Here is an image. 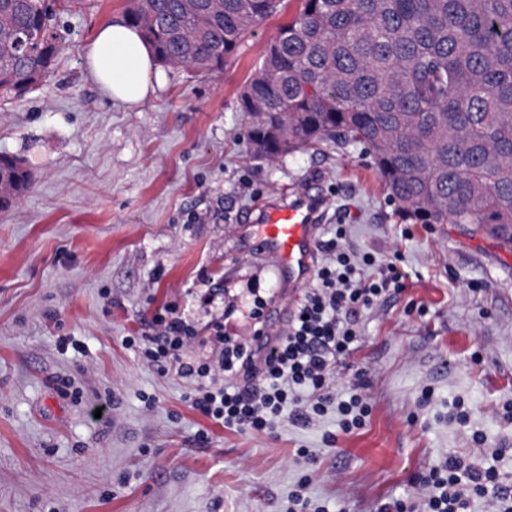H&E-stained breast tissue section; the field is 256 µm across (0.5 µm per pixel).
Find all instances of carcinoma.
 Listing matches in <instances>:
<instances>
[{"label": "carcinoma", "instance_id": "obj_1", "mask_svg": "<svg viewBox=\"0 0 512 512\" xmlns=\"http://www.w3.org/2000/svg\"><path fill=\"white\" fill-rule=\"evenodd\" d=\"M128 2L162 67L214 73L283 0ZM79 3L0 0V91L43 81L57 8ZM240 107L253 154L360 146L404 217L512 246V0H301ZM30 184L21 159L0 156L1 209Z\"/></svg>", "mask_w": 512, "mask_h": 512}]
</instances>
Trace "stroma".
<instances>
[{"label": "stroma", "instance_id": "obj_1", "mask_svg": "<svg viewBox=\"0 0 512 512\" xmlns=\"http://www.w3.org/2000/svg\"><path fill=\"white\" fill-rule=\"evenodd\" d=\"M127 5L58 11L47 82L0 96V154L22 158L33 181L0 209V512H287L302 481L328 512H381L417 502L416 475L455 456L495 464L512 487V251L403 218L360 147L323 143L274 165L250 153L239 90L298 0L222 74L166 71L134 108L85 65ZM313 178L327 199L320 239L343 224L379 262L401 254L404 290L362 313L339 369L345 381L364 370L370 416L351 434L332 413L271 434L224 430L191 409L188 379L142 363L129 341L173 303L199 329L183 357L205 359L217 318L252 333L250 286L268 299V331L282 332L275 267L240 219ZM478 430L497 459L474 450Z\"/></svg>", "mask_w": 512, "mask_h": 512}]
</instances>
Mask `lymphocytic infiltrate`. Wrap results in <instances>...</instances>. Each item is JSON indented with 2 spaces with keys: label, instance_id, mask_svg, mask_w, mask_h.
I'll list each match as a JSON object with an SVG mask.
<instances>
[{
  "label": "lymphocytic infiltrate",
  "instance_id": "lymphocytic-infiltrate-1",
  "mask_svg": "<svg viewBox=\"0 0 512 512\" xmlns=\"http://www.w3.org/2000/svg\"><path fill=\"white\" fill-rule=\"evenodd\" d=\"M323 255L312 281L296 304L284 335L272 338L264 324L267 300L254 295L251 336H233L225 324L215 326L217 350L209 362H187L184 348L197 336L196 326L166 308L152 319L153 333L138 344L143 358L160 369L172 368L194 380L189 401L204 418L240 432H270L282 418L303 425L335 413L349 433L369 414L364 384L339 386L337 369L351 357L359 340V317L379 300L404 289L396 259L380 276L368 275L376 259L355 253L347 244L345 225L320 241ZM272 338L264 346V338ZM422 512H466L469 495L486 498L491 512H512V491L498 480L494 467L472 468L454 457L419 475Z\"/></svg>",
  "mask_w": 512,
  "mask_h": 512
}]
</instances>
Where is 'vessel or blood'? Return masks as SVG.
I'll use <instances>...</instances> for the list:
<instances>
[{
  "instance_id": "vessel-or-blood-1",
  "label": "vessel or blood",
  "mask_w": 512,
  "mask_h": 512,
  "mask_svg": "<svg viewBox=\"0 0 512 512\" xmlns=\"http://www.w3.org/2000/svg\"><path fill=\"white\" fill-rule=\"evenodd\" d=\"M325 203L299 189L278 205L264 209L254 226L255 244L274 263L280 287L298 300L316 266V231Z\"/></svg>"
}]
</instances>
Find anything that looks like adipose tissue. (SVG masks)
Returning <instances> with one entry per match:
<instances>
[{"instance_id":"ef3b65f1","label":"adipose tissue","mask_w":512,"mask_h":512,"mask_svg":"<svg viewBox=\"0 0 512 512\" xmlns=\"http://www.w3.org/2000/svg\"><path fill=\"white\" fill-rule=\"evenodd\" d=\"M87 67L112 99L138 106L163 84L151 48L137 29L116 20L102 26L86 53Z\"/></svg>"}]
</instances>
